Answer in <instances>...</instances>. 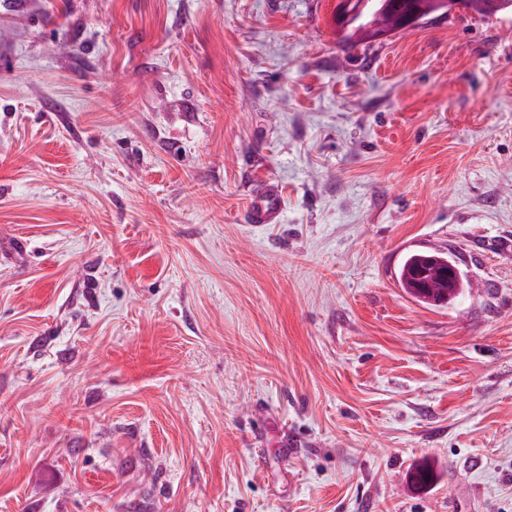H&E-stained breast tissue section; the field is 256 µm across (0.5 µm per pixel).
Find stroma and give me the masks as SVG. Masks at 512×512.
Wrapping results in <instances>:
<instances>
[{
    "label": "stroma",
    "instance_id": "1",
    "mask_svg": "<svg viewBox=\"0 0 512 512\" xmlns=\"http://www.w3.org/2000/svg\"><path fill=\"white\" fill-rule=\"evenodd\" d=\"M334 8L0 0V512H512V13ZM283 197L281 190L267 184L251 195L247 218L251 224H277L282 212ZM421 255H436L443 260L442 263L428 268L427 275L424 278V280L428 281L429 288H432L433 292H440L443 290V288L448 287V302H450L456 296V294L460 291V288H462V280H461V277H460L457 267H455L453 264H451L450 263L451 261L450 262L448 261V255L445 253L424 254V253L415 252V253L409 254L406 257V259L404 260L402 267L400 269L399 279L401 277L402 287L405 288V290L408 293H410L411 295H413L415 298H418L422 302L423 301L427 302L424 300L425 296L412 294L409 291L405 282L403 281L404 270L409 266L413 267L418 262V257ZM445 270L448 271V282L442 276V273Z\"/></svg>",
    "mask_w": 512,
    "mask_h": 512
}]
</instances>
